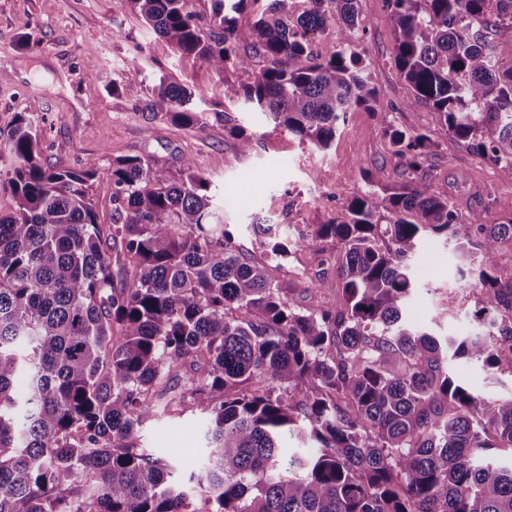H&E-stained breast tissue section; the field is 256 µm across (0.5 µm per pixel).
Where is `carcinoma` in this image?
<instances>
[{
	"label": "carcinoma",
	"instance_id": "1",
	"mask_svg": "<svg viewBox=\"0 0 512 512\" xmlns=\"http://www.w3.org/2000/svg\"><path fill=\"white\" fill-rule=\"evenodd\" d=\"M126 2L180 55L241 70L245 99L317 147L376 99L356 51L359 0H307L298 17L293 0H269L251 53L234 40L248 0H211L206 28L195 0ZM385 4L414 102L512 181V68L489 38L512 26V0ZM327 34L338 50L320 60L312 40ZM142 86L135 73L112 92L136 98ZM152 95L175 123L200 122L180 83L162 76ZM38 110L29 103L0 143L14 201L0 211V512H512V396L480 397L448 368L512 361V278L496 267L512 224L460 217L416 175L295 239L255 224L267 250L248 259L191 163L174 181L140 157L45 167ZM386 136L419 171L430 139ZM101 184L110 225L99 222ZM425 231L454 240L462 265L478 263L473 320L487 337H437L404 318ZM317 242L335 250L336 308L320 301L324 278L308 282L303 308L300 284L276 277L280 258ZM188 411L204 416L208 449L194 507L170 463L141 444L146 422ZM288 436L309 451L286 452Z\"/></svg>",
	"mask_w": 512,
	"mask_h": 512
}]
</instances>
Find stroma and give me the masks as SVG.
<instances>
[{"label": "stroma", "instance_id": "obj_1", "mask_svg": "<svg viewBox=\"0 0 512 512\" xmlns=\"http://www.w3.org/2000/svg\"><path fill=\"white\" fill-rule=\"evenodd\" d=\"M359 7L367 22L359 51L377 96L371 106L348 113L334 144L321 149L273 128L245 102L239 95L247 81L243 72L229 66L217 73L180 56L122 0H0V143L35 100L45 166L79 169L91 160L156 158L162 162L158 177L174 180L184 161H192L207 181V195L223 207L240 251L256 257L253 225L273 224L294 238L331 223L366 191L384 198L407 183L411 175L385 135L399 127L429 136L421 172L459 215L478 211L488 224L512 222V181L451 137L439 112L413 104L393 63L383 0H360ZM91 62L98 65L93 77L87 74ZM131 71L145 91L135 98L113 93V80ZM163 75L198 90L192 100L201 114L198 125L174 123L155 105L149 87ZM239 130L252 137L249 152L238 149ZM366 167L380 173L375 186L360 175ZM411 265L418 289L406 304V319L438 336H476L477 274L460 270L453 244L426 237ZM288 268L324 277L322 301L339 302L336 266L316 248L298 252ZM454 372L484 398L512 395V365L487 369L459 359ZM203 434L204 421L195 413L152 420L142 430L144 447L173 463L174 481L193 498L199 488L192 476L206 457Z\"/></svg>", "mask_w": 512, "mask_h": 512}]
</instances>
